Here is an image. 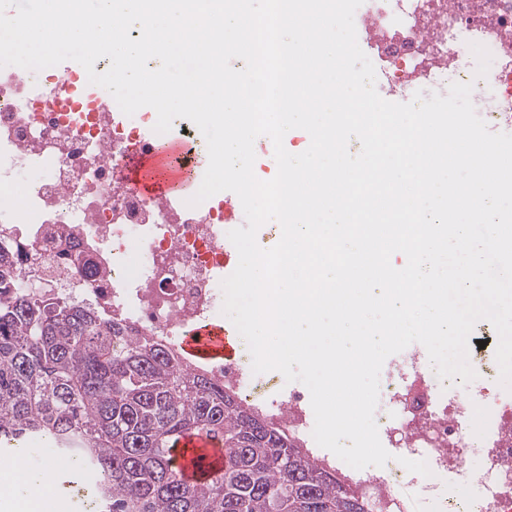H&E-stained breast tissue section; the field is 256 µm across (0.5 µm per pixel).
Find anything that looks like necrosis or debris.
Masks as SVG:
<instances>
[{"mask_svg": "<svg viewBox=\"0 0 512 512\" xmlns=\"http://www.w3.org/2000/svg\"><path fill=\"white\" fill-rule=\"evenodd\" d=\"M354 23L379 94L409 100L466 82L490 131L512 134V0H364ZM75 83L53 67L0 68V248L21 271L15 289L52 286L61 300L125 318L181 349L192 329L224 320L225 246L238 221L221 202L192 207L143 194L125 173L155 137L115 121L103 88L78 111L51 107ZM197 368L245 399L258 381L246 350ZM263 408L289 436L312 441L309 394L272 392ZM375 419L392 446L426 461L431 474L399 464L351 470L371 512H406L396 491L405 482L437 499V475L474 479L468 428L480 420L492 435L481 447L479 492L449 512H512V391L498 369H478L462 385L439 379L428 356L402 353L380 374Z\"/></svg>", "mask_w": 512, "mask_h": 512, "instance_id": "obj_1", "label": "necrosis or debris"}]
</instances>
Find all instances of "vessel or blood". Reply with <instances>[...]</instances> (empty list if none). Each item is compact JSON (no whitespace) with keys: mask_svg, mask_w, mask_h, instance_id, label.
I'll list each match as a JSON object with an SVG mask.
<instances>
[{"mask_svg":"<svg viewBox=\"0 0 512 512\" xmlns=\"http://www.w3.org/2000/svg\"><path fill=\"white\" fill-rule=\"evenodd\" d=\"M189 146L183 141L169 139L143 157L128 172L143 193L156 198L196 192V179L183 178L175 169V158L188 155ZM187 353L200 359L234 357L237 344L234 336L218 324H204L192 330L184 340ZM174 454L175 464L190 481L205 480L219 470L224 461L223 446L204 436L181 440Z\"/></svg>","mask_w":512,"mask_h":512,"instance_id":"1","label":"vessel or blood"}]
</instances>
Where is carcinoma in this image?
Masks as SVG:
<instances>
[{
	"instance_id": "1",
	"label": "carcinoma",
	"mask_w": 512,
	"mask_h": 512,
	"mask_svg": "<svg viewBox=\"0 0 512 512\" xmlns=\"http://www.w3.org/2000/svg\"><path fill=\"white\" fill-rule=\"evenodd\" d=\"M0 252V444L48 439L99 474V512H367L353 483L262 410L124 321L13 292ZM203 432L224 470L185 482L180 438Z\"/></svg>"
}]
</instances>
